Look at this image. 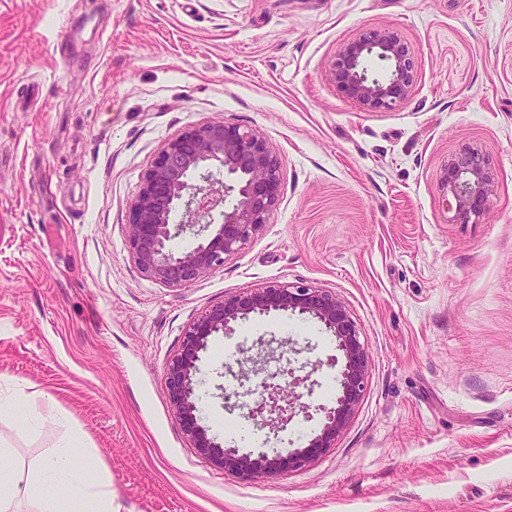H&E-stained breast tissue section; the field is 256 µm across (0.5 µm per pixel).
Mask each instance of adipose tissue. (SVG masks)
Segmentation results:
<instances>
[{
  "instance_id": "obj_1",
  "label": "adipose tissue",
  "mask_w": 512,
  "mask_h": 512,
  "mask_svg": "<svg viewBox=\"0 0 512 512\" xmlns=\"http://www.w3.org/2000/svg\"><path fill=\"white\" fill-rule=\"evenodd\" d=\"M96 460L100 452L84 447L76 434H68L54 449L48 450L30 469L13 466L14 450L0 440V512H17L25 500L33 502L36 512H63L62 493H69L90 502L92 512H115L112 506V480L106 468L95 473L74 467L71 457L75 452Z\"/></svg>"
}]
</instances>
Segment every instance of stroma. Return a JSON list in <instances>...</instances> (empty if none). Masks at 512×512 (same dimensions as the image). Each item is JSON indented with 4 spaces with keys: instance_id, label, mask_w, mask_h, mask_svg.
Wrapping results in <instances>:
<instances>
[{
    "instance_id": "obj_1",
    "label": "stroma",
    "mask_w": 512,
    "mask_h": 512,
    "mask_svg": "<svg viewBox=\"0 0 512 512\" xmlns=\"http://www.w3.org/2000/svg\"><path fill=\"white\" fill-rule=\"evenodd\" d=\"M395 30L417 54L387 111L331 78L342 47ZM261 135L281 198L260 233L188 288L145 278L127 226L167 143L208 123ZM494 192L469 223L441 186L462 147ZM275 281L331 289L369 355L364 399L307 468L243 482L184 435L165 367L224 296ZM307 406L271 445L317 432L336 341L273 312L211 338L200 415L224 447L238 364ZM49 397L112 478L116 512H512V0H0V388ZM64 435L0 412L32 466Z\"/></svg>"
}]
</instances>
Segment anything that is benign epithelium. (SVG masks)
I'll list each match as a JSON object with an SVG mask.
<instances>
[{"instance_id": "1", "label": "benign epithelium", "mask_w": 512, "mask_h": 512, "mask_svg": "<svg viewBox=\"0 0 512 512\" xmlns=\"http://www.w3.org/2000/svg\"><path fill=\"white\" fill-rule=\"evenodd\" d=\"M376 60L385 69L378 77L368 72ZM416 72L414 49L396 32L367 29L344 45L331 74L349 99L373 111L391 110L410 94ZM453 219L469 222L482 214L493 192V178L482 153L462 149L448 159L442 179ZM281 195L279 162L265 140L254 131L224 123H207L172 139L144 176L132 206L127 236L142 274L168 286L188 288L224 263L225 257L248 245L267 223ZM235 198L229 211L226 197ZM182 214L175 224L172 217ZM197 238L186 252L169 243L183 232ZM290 311L321 322L335 337L344 361L336 405L323 409L318 433L302 448L276 452L239 453L226 448L210 433L198 413L195 397L196 363L210 337L233 330V323L252 314ZM369 356L346 304L335 292L303 282H276L263 288L230 294L207 307L189 325L178 353L167 363L169 402L183 433L209 462L243 481L275 479L308 467L334 447L362 402ZM266 394L248 408L250 419L275 432L288 424L298 397L274 382H262Z\"/></svg>"}]
</instances>
